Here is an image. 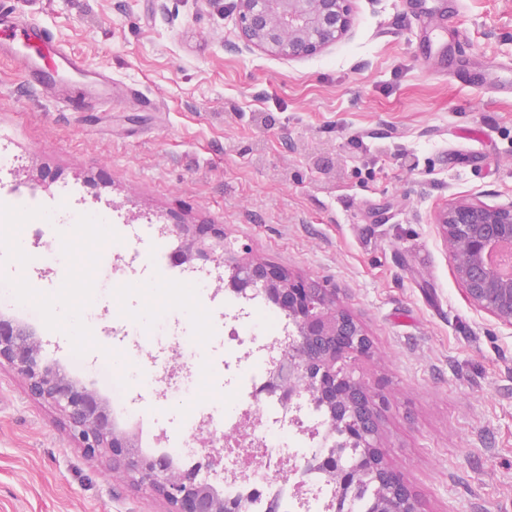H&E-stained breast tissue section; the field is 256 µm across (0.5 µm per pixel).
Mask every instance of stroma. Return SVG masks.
I'll list each match as a JSON object with an SVG mask.
<instances>
[{
	"label": "stroma",
	"mask_w": 512,
	"mask_h": 512,
	"mask_svg": "<svg viewBox=\"0 0 512 512\" xmlns=\"http://www.w3.org/2000/svg\"><path fill=\"white\" fill-rule=\"evenodd\" d=\"M351 0L349 37L289 60L239 49L231 0H10L91 66L134 95L72 110L36 93L17 60L0 56V138L15 159L0 176V227L27 240L24 262L0 250V282L44 298L32 324L44 360L111 397L97 382L122 351L137 372L124 387L121 429L183 439L187 408L169 374L192 360L144 341L148 325L205 328L213 381L205 407L240 389L252 360L224 362L230 290L201 297L181 285L160 242H137L125 275H103L129 224H220L227 261L251 258L328 290L371 341L355 374L377 393L385 461L422 512H512V326L470 305L437 213L460 197L512 201V93L477 83L487 65L512 70V0ZM454 53L428 51L447 29ZM58 209L91 243L90 258L46 268ZM105 210L111 228L79 222ZM93 285L90 332L68 286ZM68 422L0 367V512H170L150 487L107 477Z\"/></svg>",
	"instance_id": "obj_1"
}]
</instances>
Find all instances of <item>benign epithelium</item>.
<instances>
[{
	"mask_svg": "<svg viewBox=\"0 0 512 512\" xmlns=\"http://www.w3.org/2000/svg\"><path fill=\"white\" fill-rule=\"evenodd\" d=\"M240 38L246 50L266 49L288 59L318 54L345 38L353 26L350 0H234ZM450 247L456 275L466 300L504 324L512 326V278H502L487 255L502 242L512 243V202L490 206L458 199L436 216ZM182 237L176 255L224 259V233L204 224H176ZM229 287L237 294L265 288L297 328L295 342L284 352L260 392L291 402L307 398L336 408L328 430H341L346 439L317 454V465L347 497L376 483L373 512H421L402 475L390 467L377 446L374 402L369 389L354 378L347 359L367 356L371 345L361 327L336 309L330 294L316 292L311 282L282 268L253 259L232 265ZM333 340L323 351L319 371L310 370V352ZM6 362L25 380L31 396L54 405L68 420L74 436L89 455L106 453L112 473L121 472L149 484L172 512H224V493L200 477L201 468L220 456L208 454L203 464L177 471L163 458L139 455L134 437L120 433L108 402L94 390L70 379L41 359V342L29 326L0 315V363Z\"/></svg>",
	"mask_w": 512,
	"mask_h": 512,
	"instance_id": "7a95c632",
	"label": "benign epithelium"
}]
</instances>
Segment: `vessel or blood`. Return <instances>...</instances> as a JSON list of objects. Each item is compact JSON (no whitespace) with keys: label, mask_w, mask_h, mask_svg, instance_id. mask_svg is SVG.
Wrapping results in <instances>:
<instances>
[{"label":"vessel or blood","mask_w":512,"mask_h":512,"mask_svg":"<svg viewBox=\"0 0 512 512\" xmlns=\"http://www.w3.org/2000/svg\"><path fill=\"white\" fill-rule=\"evenodd\" d=\"M0 50L15 57L43 94L64 98L68 78H78L88 97H116L108 72L57 43L52 32L0 7Z\"/></svg>","instance_id":"vessel-or-blood-1"}]
</instances>
